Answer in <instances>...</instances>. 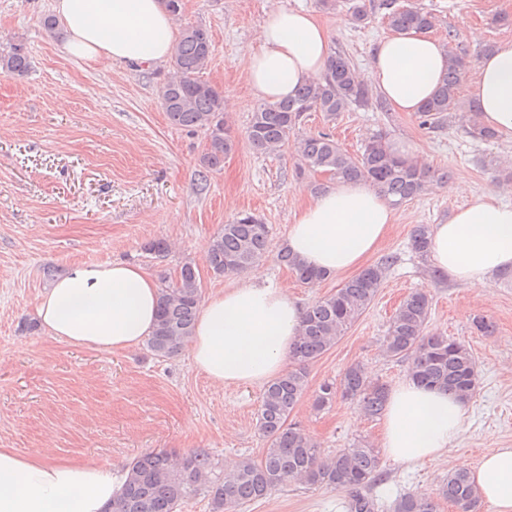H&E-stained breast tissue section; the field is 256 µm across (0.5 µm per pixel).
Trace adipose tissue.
Here are the masks:
<instances>
[{"mask_svg": "<svg viewBox=\"0 0 512 512\" xmlns=\"http://www.w3.org/2000/svg\"><path fill=\"white\" fill-rule=\"evenodd\" d=\"M66 52L89 63L152 66L167 62L176 29L162 0H53ZM331 55L315 15L279 8L262 19L244 56L252 97L276 101L321 77ZM448 66L445 47L429 34L394 33L373 52L368 78L397 112H416ZM482 123L512 142V40L483 57L473 90ZM394 220L388 199L361 180H340L298 207L284 246L306 265L335 276L360 268ZM431 268L449 281L487 287L512 271V204L475 198L434 225ZM159 289L140 266L92 263L59 277L42 294L37 316L46 334L72 347L126 350L148 337ZM303 306L253 269L235 287L212 294L198 310L191 354L213 384L262 385L276 378L301 324ZM469 404L412 379L388 395L380 446L392 460L415 465L454 454ZM482 503L512 512V448L485 454L472 471ZM123 480L102 466L51 460L39 449L0 448V512H104Z\"/></svg>", "mask_w": 512, "mask_h": 512, "instance_id": "1", "label": "adipose tissue"}]
</instances>
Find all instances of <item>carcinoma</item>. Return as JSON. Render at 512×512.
I'll return each instance as SVG.
<instances>
[{"label": "carcinoma", "instance_id": "carcinoma-1", "mask_svg": "<svg viewBox=\"0 0 512 512\" xmlns=\"http://www.w3.org/2000/svg\"><path fill=\"white\" fill-rule=\"evenodd\" d=\"M378 9L384 11L387 26L395 33H428L435 25L434 16L413 3L399 5L397 0H380ZM211 55L208 29H183L172 54L173 75L159 87V99L173 126L207 131L208 146L202 163L204 168L216 170L224 165V158L234 150L236 141L224 123L223 93L201 78ZM29 64L23 49L16 48L0 56V73L21 76ZM463 70V59L448 51V69L434 95L420 109L421 125L459 107ZM372 104V92L349 59L335 54L324 75L298 88L294 97L261 103L252 115L247 139L258 151L274 152L288 143L305 112L314 110L334 118L352 105ZM468 134L480 141L495 138V132L473 115L469 118ZM299 155L297 174L309 170L326 173L335 181H367L383 191L394 207L421 195L429 182L448 178L446 172L439 174L424 163L392 153L381 135L373 137L356 156L326 133L307 136L300 141ZM431 243L430 225H416L410 238L412 252L424 258ZM268 248V225L257 215L245 212L224 224L213 236L206 263L216 275H235L259 262ZM278 261L303 285L313 287L327 278L286 249L279 253ZM392 264L394 257H384L305 309L299 334L288 354L289 367L269 382L262 394L257 427L268 448L260 462L246 458L235 471L226 473L205 450L180 459L164 451L150 452L129 463L122 489L105 512H177L181 503L200 494L210 500L211 512H235L241 505L264 499L293 481L353 492L348 512H379L383 508L387 512H439L442 500L461 512H477L478 490L470 471L464 468L448 472L431 495L406 493L385 506L377 498L361 493L377 481L376 448L358 440L327 456L320 444L290 420L307 391L308 367L333 348L370 307ZM200 301L197 266L186 262L175 281L160 288L156 324L146 341L154 355L172 356L189 341ZM431 306L432 298L426 289L405 296L388 321L383 351L389 358L406 361L412 380L468 401L478 387L475 358L465 345L447 336L426 333ZM388 392L387 384L373 381L365 368L355 363L340 380L320 386L315 406L324 409L339 395L376 419L385 411Z\"/></svg>", "mask_w": 512, "mask_h": 512}]
</instances>
